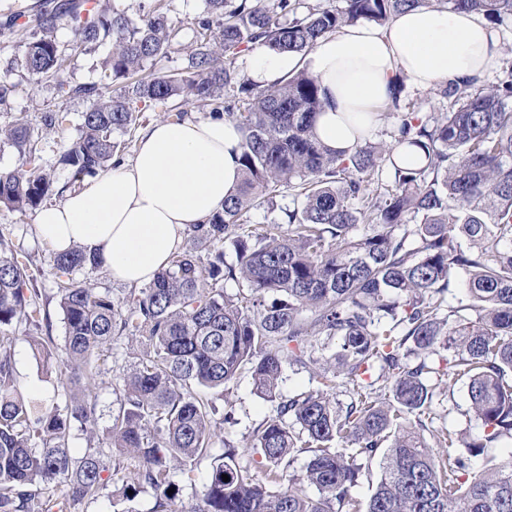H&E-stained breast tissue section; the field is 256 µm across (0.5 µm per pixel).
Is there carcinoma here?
<instances>
[{"instance_id": "carcinoma-1", "label": "carcinoma", "mask_w": 512, "mask_h": 512, "mask_svg": "<svg viewBox=\"0 0 512 512\" xmlns=\"http://www.w3.org/2000/svg\"><path fill=\"white\" fill-rule=\"evenodd\" d=\"M342 2L321 9L305 0H206L218 30L200 21L183 66L145 76L144 64L171 49L173 28L159 10L133 22L100 0H59L35 14L23 66L88 101L77 134L61 145L60 163L74 179L112 167L137 113L176 97L237 124L243 172L224 209L191 225L182 248L142 288L118 296L77 281L76 272L102 262L78 246L53 254L60 348L42 336L50 322L31 257L0 234V512H72L109 487L123 502L152 489V512H512V458L488 454L499 439L512 440V65L493 85L440 87L449 104L436 116L400 111L395 91V144L366 138L336 153L314 134L316 78L301 71L261 89L236 66L243 46L305 55L339 25L384 26L421 5L478 10L506 25L512 0ZM62 19L75 48L112 44L98 83L66 80L69 56L54 37ZM65 121L51 111L38 126L23 117L0 125V143L20 157L18 167L0 169V207L23 215L63 195L67 186L43 169L40 129ZM403 144L420 163L394 157ZM383 167L392 187L370 189ZM292 188L301 205L250 227L251 210H274ZM461 273L466 298L446 308ZM18 324L32 331L43 369L67 375L64 407L47 411L18 390ZM321 337L341 339L333 358L309 351ZM118 341L131 361L115 376L121 407L102 439L88 389ZM443 351L441 371L433 359ZM287 365L316 371L321 387L282 395ZM244 370L274 403L251 444L262 457L257 470L240 462L235 446L217 455L213 448L229 419L216 401ZM338 378L349 387L345 407L336 402ZM459 382L481 431H442L430 443L420 430L435 390ZM75 423L89 441L80 457L69 446ZM338 441L350 452L333 448ZM378 453L381 475L363 505L352 495L360 460ZM299 454L305 469L287 474ZM204 457L213 465L202 506L188 510L178 505L174 476L194 481Z\"/></svg>"}]
</instances>
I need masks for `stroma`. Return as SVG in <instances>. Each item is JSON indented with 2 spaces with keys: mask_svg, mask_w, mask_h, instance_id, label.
<instances>
[{
  "mask_svg": "<svg viewBox=\"0 0 512 512\" xmlns=\"http://www.w3.org/2000/svg\"><path fill=\"white\" fill-rule=\"evenodd\" d=\"M168 16L176 30V44L167 58L146 64L145 72H168L181 68L184 56L193 44L198 23L207 16L205 0H163ZM32 29L16 27L13 32L0 35V78L7 79L13 91L5 103L0 104V125L25 115L38 120L42 113L62 111L67 115L64 134L48 133L43 140V165L55 181L78 191L82 182L73 180L70 170L59 164L60 136H75L81 112L87 106L82 98L61 96L54 79L29 74L22 65V53ZM0 233L4 234L14 249L27 253L33 260L37 286L49 295L46 308L50 314L51 337L54 344H62L64 336L63 314L52 296L56 291L52 269V249L37 232L33 214H20L0 208ZM12 362L15 377L23 395L37 398L44 406L53 408L65 404L66 393L59 374L45 373L33 357L24 327H15ZM233 403L234 418L224 424V439L234 444L240 452V461L253 463L256 455L250 446L254 429L272 409L271 402L255 393L249 374H241L228 394ZM449 428L461 433L476 430L477 421L470 410L467 388L457 384L453 389L438 391L434 399V413L428 422L424 437H431L433 430Z\"/></svg>",
  "mask_w": 512,
  "mask_h": 512,
  "instance_id": "1",
  "label": "stroma"
}]
</instances>
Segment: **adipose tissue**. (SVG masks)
<instances>
[{
	"mask_svg": "<svg viewBox=\"0 0 512 512\" xmlns=\"http://www.w3.org/2000/svg\"><path fill=\"white\" fill-rule=\"evenodd\" d=\"M501 45L500 28L483 13L420 7L385 28L366 21L337 28L303 56L256 48L246 76L265 88L307 69L323 100L316 134L330 149L345 150L373 134L378 107L395 86L483 83L502 65ZM242 141L240 128L219 115L155 123L128 163L38 210L37 233L55 251L79 245L98 255L115 280L150 283L188 225L222 210L237 189Z\"/></svg>",
	"mask_w": 512,
	"mask_h": 512,
	"instance_id": "obj_1",
	"label": "adipose tissue"
}]
</instances>
